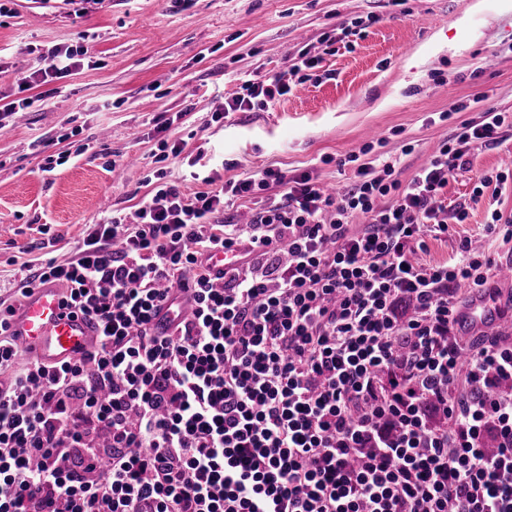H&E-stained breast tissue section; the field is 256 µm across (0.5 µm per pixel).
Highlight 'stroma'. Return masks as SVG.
<instances>
[{
    "label": "stroma",
    "mask_w": 512,
    "mask_h": 512,
    "mask_svg": "<svg viewBox=\"0 0 512 512\" xmlns=\"http://www.w3.org/2000/svg\"><path fill=\"white\" fill-rule=\"evenodd\" d=\"M369 15L376 23L355 30ZM63 46L87 47L90 63L36 83L33 105L0 130V289L24 266L71 257L104 216L132 215L156 170L189 195L204 177L222 185L269 167L340 191L352 156L377 137L405 181L478 119L477 96L512 113V0H5L0 101L20 97L12 72L45 68ZM304 52L322 63L292 93L265 111L225 113L244 80L288 71ZM179 112L182 151L157 162L160 127ZM50 156L63 164L46 169ZM506 168L512 131L449 180L441 203L468 217L429 241L424 260L449 259L467 236L495 267L512 263L511 248L483 235L491 195H472L482 173Z\"/></svg>",
    "instance_id": "1"
}]
</instances>
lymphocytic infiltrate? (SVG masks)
<instances>
[{
	"label": "lymphocytic infiltrate",
	"mask_w": 512,
	"mask_h": 512,
	"mask_svg": "<svg viewBox=\"0 0 512 512\" xmlns=\"http://www.w3.org/2000/svg\"><path fill=\"white\" fill-rule=\"evenodd\" d=\"M320 62L243 81L225 111ZM511 129L483 105L405 182L366 144L336 195L268 168L189 196L160 170L132 218L24 266L0 299V512H512V342L454 335L453 285L492 261L468 237L421 258L467 218L439 202L449 179ZM236 199L250 222L223 219ZM45 281L98 329L75 362L20 360L9 332Z\"/></svg>",
	"instance_id": "lymphocytic-infiltrate-1"
}]
</instances>
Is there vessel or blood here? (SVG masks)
<instances>
[{"label": "vessel or blood", "mask_w": 512, "mask_h": 512, "mask_svg": "<svg viewBox=\"0 0 512 512\" xmlns=\"http://www.w3.org/2000/svg\"><path fill=\"white\" fill-rule=\"evenodd\" d=\"M455 320L465 337L512 330V316L505 312L500 297L485 288L468 292ZM11 332L27 354L51 365L79 359L96 340V330L88 319L68 314L62 304V290L54 282L32 289L12 317Z\"/></svg>", "instance_id": "b4317fda"}]
</instances>
